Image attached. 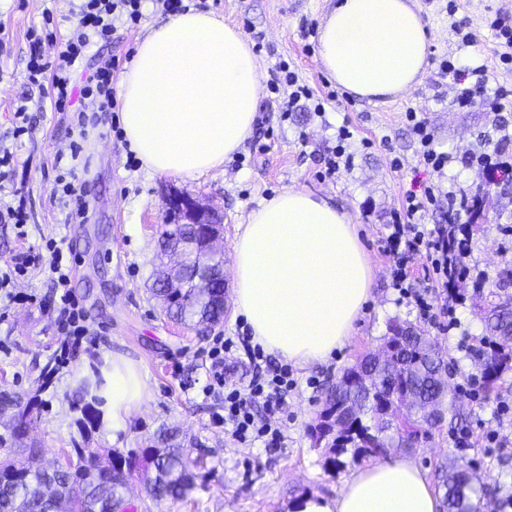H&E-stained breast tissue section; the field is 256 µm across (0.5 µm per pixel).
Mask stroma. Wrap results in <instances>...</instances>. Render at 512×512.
<instances>
[{
    "label": "stroma",
    "mask_w": 512,
    "mask_h": 512,
    "mask_svg": "<svg viewBox=\"0 0 512 512\" xmlns=\"http://www.w3.org/2000/svg\"><path fill=\"white\" fill-rule=\"evenodd\" d=\"M335 2L184 0L189 9L212 13L240 28L250 42L260 43L262 49L254 57L263 75L285 61L314 90L333 91L337 97L326 103L324 113L305 102L285 116L280 112L282 97L262 90L254 132L243 146L220 169L178 178L146 172L122 128L101 124L79 136L68 119L51 111L45 91L29 85L30 30L41 26L44 12L54 14L57 36L41 47L46 58L55 59L67 40L80 32L72 0H0V144L16 155L10 184L23 189L28 212L27 239L18 238L14 225L0 224V268L23 245L42 246L48 239L66 237L73 248L70 291L90 333L65 367L44 377L43 368L62 340L60 317L50 305L53 288L47 272L30 269L13 284L22 302L0 304V394L41 400V416L22 443L41 448L47 467L63 462V449L75 441L102 454L114 449L138 457L167 431L192 448L193 490L177 501L156 502L142 483L132 482L125 493L129 512H289L290 505L307 494L335 498L345 478L373 458L334 454L316 444L311 429L342 371L376 353L393 323L420 329L444 353L463 414L458 430L469 433L473 446L456 448L454 431L444 426L424 446L388 449L386 459L414 460L441 499L446 496L443 471L467 463L478 490L473 497L478 512H512V450L491 454L485 448L486 434L495 428L512 443V424L497 420L499 403L512 401V369L479 397L465 390L468 379L482 375L470 346L487 334V306L512 297V238L501 232L503 225H512V183L475 161L477 155L492 151L502 136H512V109L459 107L458 84L439 71L440 59L447 58L458 68L484 67L487 93L501 86L512 88V66L498 63L489 28L495 16L512 17V0H413L433 33L428 72L414 89L372 102L337 92L318 59L316 36L301 33L307 24H321ZM143 13L136 28L117 27L104 48L121 65L131 62L149 27L167 19L151 0H146ZM459 21L475 33L474 43L461 45L454 29ZM22 98L28 101L31 131L17 141L12 137L14 111ZM409 111L428 119L437 149L451 156L442 172L420 163L418 138L405 119ZM343 125L353 134L347 148L353 164L321 177L319 159L335 146L336 132ZM76 140L88 160L81 178L89 209L85 222L69 224L56 196L55 163L58 156L69 155ZM431 182L443 183L457 197L471 198L487 187L493 190L480 215L466 210L458 215L470 256L469 272L454 292L433 279L426 261H417L411 270L415 288L427 291L436 305H451L458 326L448 334L421 321L412 306L399 301L390 286V258L381 246L386 226L407 192L422 191ZM291 186L330 200L350 217L373 267L372 297L341 349L326 361L291 367L297 386L271 419L284 440L280 447L268 448L260 441L238 442L212 424L211 415L221 410L224 399L203 392L210 382L206 347L213 337L245 333L244 319L225 314L221 324L201 334L170 319L149 289L162 262L158 240L171 193L223 214L219 247L229 278L237 225L246 223L262 200ZM452 294L457 303H449ZM115 353L129 358L146 376L149 394L125 430L113 431L107 419L80 429L76 378L92 362Z\"/></svg>",
    "instance_id": "35a3bbf8"
}]
</instances>
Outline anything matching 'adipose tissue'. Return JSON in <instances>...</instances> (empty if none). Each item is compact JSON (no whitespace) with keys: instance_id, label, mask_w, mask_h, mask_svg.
<instances>
[{"instance_id":"obj_1","label":"adipose tissue","mask_w":512,"mask_h":512,"mask_svg":"<svg viewBox=\"0 0 512 512\" xmlns=\"http://www.w3.org/2000/svg\"><path fill=\"white\" fill-rule=\"evenodd\" d=\"M431 34L411 0H337L318 32V55L343 91L373 100L422 83ZM262 75L234 25L188 11L150 26L124 72L121 121L145 170L192 177L220 168L249 138ZM235 312L265 351L304 367L344 345L371 297L372 267L350 218L289 187L263 200L232 244ZM148 392L123 355L107 397L120 430ZM293 512H438L409 459L353 471L333 499L308 494Z\"/></svg>"}]
</instances>
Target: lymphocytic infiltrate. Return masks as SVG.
Returning <instances> with one entry per match:
<instances>
[{"instance_id":"lymphocytic-infiltrate-1","label":"lymphocytic infiltrate","mask_w":512,"mask_h":512,"mask_svg":"<svg viewBox=\"0 0 512 512\" xmlns=\"http://www.w3.org/2000/svg\"><path fill=\"white\" fill-rule=\"evenodd\" d=\"M143 0H81L74 15L81 29L80 34L70 39L56 61L50 62L40 53L32 51L28 64V79L32 84L48 85V97L54 111L68 113L72 125L83 129L103 123L106 116L116 107L112 78L116 69L114 59H99L90 64L89 52L99 43L110 39L116 19L135 24L142 17ZM94 98L97 108L86 113L82 107L84 98ZM83 147L74 143L71 148L70 166L62 171L56 184L65 203L71 204L69 220L86 219L88 204L86 191L78 181L77 168L83 162ZM449 202V222L456 221L459 207L467 206V199H454L451 192L442 185L424 186L421 195H408L403 218L394 219L384 240L385 253L392 259V286L405 298L414 299L425 320L435 321L433 306L422 294L414 292L408 282L409 272L418 258L430 261L435 274L442 280L451 281L464 275L467 269L468 251L462 241H449L447 224L434 228L415 223L416 214L425 212L427 207ZM49 257L47 268L56 290L52 298L64 321L61 328L64 340L60 360H67L72 348L79 346L86 333L82 324L83 316L76 311L69 292L72 266L69 257L71 248L66 240H53L47 246ZM240 343L253 366L254 372L248 384L240 387H226L223 352L233 343ZM217 338L207 356L210 370L217 387L224 390V411L214 414L213 424L228 425L232 434L240 441L264 439L266 447L280 445L282 434L272 428L269 418L277 413L292 385L285 368L267 363L260 347L251 343L250 336H241L239 341Z\"/></svg>"}]
</instances>
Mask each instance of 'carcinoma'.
<instances>
[{
	"instance_id": "obj_1",
	"label": "carcinoma",
	"mask_w": 512,
	"mask_h": 512,
	"mask_svg": "<svg viewBox=\"0 0 512 512\" xmlns=\"http://www.w3.org/2000/svg\"><path fill=\"white\" fill-rule=\"evenodd\" d=\"M191 238L196 242V255L180 271V284L171 288L157 281L153 293L166 305L169 315L193 328L205 324L212 328L224 318L215 288H202L196 283L197 265L212 260L206 246V230L201 224H166L159 246L176 248L177 241ZM487 325L494 340L490 350L482 354L486 385H492L506 369H512V345L500 340L512 333V298L507 297L486 312ZM424 333L413 330L405 347L396 351V361L404 370L394 377L378 369L374 362L365 363L370 385L353 389L333 388L326 398L325 408L318 422L311 428L316 443H325L340 453L352 452V458L391 446V437L383 432L382 423L390 409L401 407L407 398L420 397L440 406L447 404L448 413L434 416L408 415L401 420L407 447L428 442L433 430L443 422H459V410L453 393H445L443 372L448 367L443 355L433 351L423 339ZM105 380L101 365L93 364L80 377L77 392L82 399L80 426L100 420L99 406ZM13 409V424L20 425L30 418H38L41 403L32 399L20 406L0 395V410ZM68 456L80 460L76 470L62 467L53 470L38 464L36 453L26 460L13 459L0 464V512H59V502L72 504L74 512H127L125 498L127 481L138 474L144 481L148 495L154 501L177 500L183 497L194 479V460L191 450L180 445L149 448L144 456L122 457L115 453L103 459L91 448L73 446ZM467 467L459 465L448 473L447 499L449 512H477L472 503L474 486L464 487Z\"/></svg>"
}]
</instances>
